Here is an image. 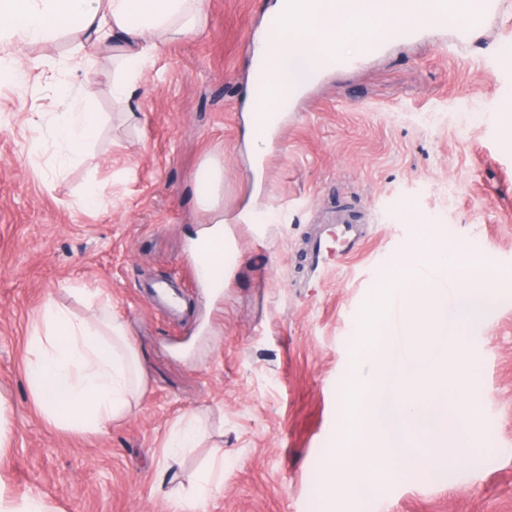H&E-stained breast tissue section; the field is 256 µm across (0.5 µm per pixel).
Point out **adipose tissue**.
I'll return each mask as SVG.
<instances>
[{"instance_id": "1", "label": "adipose tissue", "mask_w": 512, "mask_h": 512, "mask_svg": "<svg viewBox=\"0 0 512 512\" xmlns=\"http://www.w3.org/2000/svg\"><path fill=\"white\" fill-rule=\"evenodd\" d=\"M204 0H0V39L30 44L66 28L93 32L99 44L124 43L122 79L112 94L126 96L159 39L193 34ZM87 89L62 88L63 110L53 123L63 159L79 160L96 138L99 116L84 105ZM26 376L44 417L68 430L99 431L130 412L142 373L127 332L107 312L74 320L46 303L40 325L26 339Z\"/></svg>"}]
</instances>
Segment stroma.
I'll return each mask as SVG.
<instances>
[{
	"mask_svg": "<svg viewBox=\"0 0 512 512\" xmlns=\"http://www.w3.org/2000/svg\"><path fill=\"white\" fill-rule=\"evenodd\" d=\"M270 0H206L195 34L159 45L131 100L113 97L119 59L98 54L86 105L100 118L84 161L60 167L53 118L61 83L82 81L86 37L67 30L25 46L42 59L0 83V489L50 512H512V84L489 65L512 53V0L473 21L421 23L417 35L354 52L326 69L287 115L253 173L241 130L250 43ZM41 123H33L34 115ZM224 171V281L196 279L191 239L214 214L199 199L202 167ZM103 199L83 206L87 189ZM348 206L372 234L321 285L302 275L312 239ZM439 226L481 242L493 302L466 332L479 414L467 437L484 455L457 482L405 481L387 469L370 499L317 488L341 428L359 315L389 258ZM89 317L100 301L126 327L143 383L132 411L99 432L65 431L26 381L25 338L46 301ZM191 416L198 447L167 455ZM224 459V485L189 506Z\"/></svg>",
	"mask_w": 512,
	"mask_h": 512,
	"instance_id": "35a3bbf8",
	"label": "stroma"
}]
</instances>
